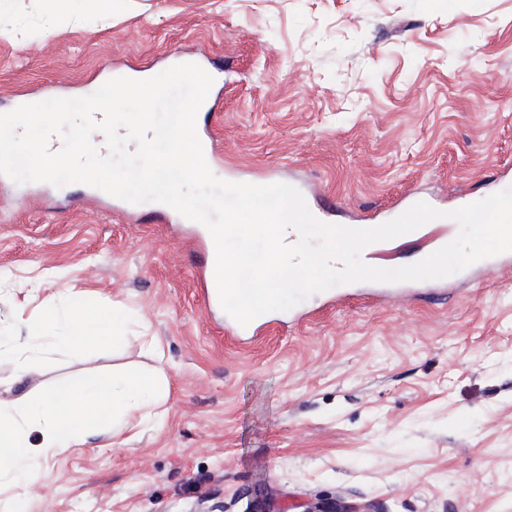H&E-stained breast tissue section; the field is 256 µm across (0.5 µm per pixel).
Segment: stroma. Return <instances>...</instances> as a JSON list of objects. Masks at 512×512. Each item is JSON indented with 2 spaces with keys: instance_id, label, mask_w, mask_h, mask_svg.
<instances>
[{
  "instance_id": "35a3bbf8",
  "label": "stroma",
  "mask_w": 512,
  "mask_h": 512,
  "mask_svg": "<svg viewBox=\"0 0 512 512\" xmlns=\"http://www.w3.org/2000/svg\"><path fill=\"white\" fill-rule=\"evenodd\" d=\"M226 61L211 131L220 178L288 183L324 222L443 211L512 166V0H0V112L81 97L128 66ZM82 183L0 182V344L43 302L130 314L113 346L0 360V408L61 380L162 369L169 394L132 431L33 463L20 512H512V272L442 278L393 301L334 286L271 312L259 336L205 309L195 227L154 224ZM363 253L396 268L440 228Z\"/></svg>"
}]
</instances>
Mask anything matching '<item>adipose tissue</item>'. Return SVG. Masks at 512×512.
Wrapping results in <instances>:
<instances>
[{
	"label": "adipose tissue",
	"instance_id": "ef3b65f1",
	"mask_svg": "<svg viewBox=\"0 0 512 512\" xmlns=\"http://www.w3.org/2000/svg\"><path fill=\"white\" fill-rule=\"evenodd\" d=\"M127 319V313L116 308L88 327L80 304L63 314L55 303H48L32 336L16 348L18 369L23 374L32 371L26 353L34 345L75 340L100 344L110 340L113 328ZM165 389V376L158 370L91 374L74 382L55 383L35 400L23 401L15 413L0 412V474L10 472L23 478L25 493L35 494L37 477L29 468L33 460L65 452L89 435H114L117 429L136 422L143 409L159 403ZM32 432L38 433V443H29Z\"/></svg>",
	"mask_w": 512,
	"mask_h": 512
}]
</instances>
